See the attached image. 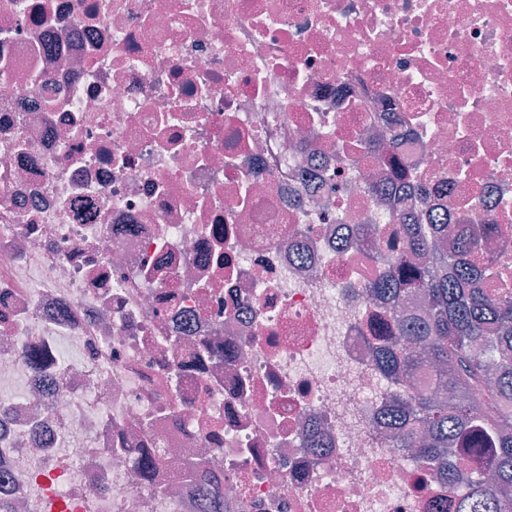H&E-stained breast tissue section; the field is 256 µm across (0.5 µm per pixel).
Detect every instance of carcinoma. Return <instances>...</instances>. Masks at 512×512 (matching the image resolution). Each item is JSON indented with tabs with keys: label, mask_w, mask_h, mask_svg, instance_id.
<instances>
[{
	"label": "carcinoma",
	"mask_w": 512,
	"mask_h": 512,
	"mask_svg": "<svg viewBox=\"0 0 512 512\" xmlns=\"http://www.w3.org/2000/svg\"><path fill=\"white\" fill-rule=\"evenodd\" d=\"M398 220L419 262L400 260L367 291L393 307L415 295L424 311L401 320L375 361L393 382L408 384L423 368L432 382L384 409L394 445L412 449L448 489L467 487L456 512H512V291L491 288L496 273L483 248L492 228L450 214L422 224L411 208ZM478 387L486 393L475 402Z\"/></svg>",
	"instance_id": "carcinoma-1"
}]
</instances>
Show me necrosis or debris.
<instances>
[{"label": "necrosis or debris", "instance_id": "obj_1", "mask_svg": "<svg viewBox=\"0 0 512 512\" xmlns=\"http://www.w3.org/2000/svg\"><path fill=\"white\" fill-rule=\"evenodd\" d=\"M376 172L512 288V0H0V499L452 512L381 423Z\"/></svg>", "mask_w": 512, "mask_h": 512}]
</instances>
